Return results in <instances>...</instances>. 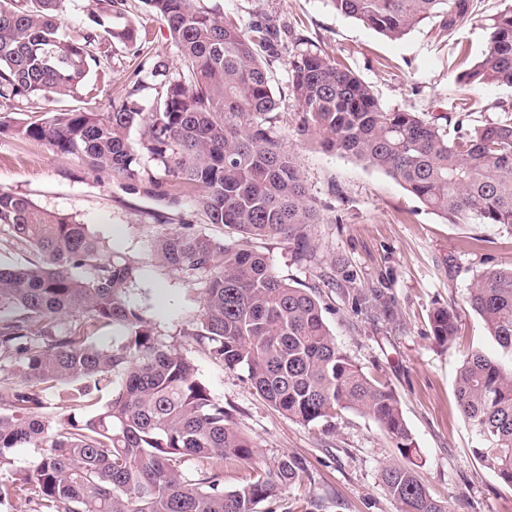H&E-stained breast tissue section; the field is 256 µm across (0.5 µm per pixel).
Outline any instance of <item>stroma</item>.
<instances>
[{
	"label": "stroma",
	"instance_id": "stroma-1",
	"mask_svg": "<svg viewBox=\"0 0 512 512\" xmlns=\"http://www.w3.org/2000/svg\"><path fill=\"white\" fill-rule=\"evenodd\" d=\"M147 36L136 49L116 47L91 64L86 82L97 104L125 95L141 82L149 98L151 71L164 62L170 77L182 69L166 28L129 0ZM218 13L245 28L272 23L280 30L268 57L278 102L274 126L292 152L320 213L310 228L315 252L296 262L287 241L251 240L280 277L318 299L340 350L365 373L396 392L417 448L421 481L452 512H512V487L481 465L472 450L475 433L456 401V375L474 350L496 355L468 303L477 276L512 266V227L450 224L427 210L393 177L348 156L324 152L317 140L299 135L298 103L290 89L293 35L315 50L350 66L388 108L423 118L447 114L471 127L499 119L512 104V87L491 84L471 90L458 74L482 58L494 16L505 0H474L473 18L457 31L441 30L427 19L399 39H388L337 12L330 0H207ZM0 190L30 198L40 208L86 224L104 254L121 253L137 268L132 302L193 364L211 397L223 404L231 424L256 445L263 465L282 455L302 458L309 476L284 487L259 512H398L380 480L381 469L398 458L394 440L372 417L339 412L330 425L304 426L271 407L250 386L243 371L226 369L183 333L198 315L207 280L159 262L154 242L189 227L217 242L238 241V233L210 223L198 206V187L143 162L140 178L90 170L73 154L55 152L44 142L0 133ZM480 239L472 247V239ZM385 288L395 304L390 315L357 310L348 287ZM453 308L459 334L439 346L429 313Z\"/></svg>",
	"mask_w": 512,
	"mask_h": 512
}]
</instances>
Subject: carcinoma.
I'll return each instance as SVG.
<instances>
[{
    "mask_svg": "<svg viewBox=\"0 0 512 512\" xmlns=\"http://www.w3.org/2000/svg\"><path fill=\"white\" fill-rule=\"evenodd\" d=\"M64 2L0 0V99L17 111L34 100L82 98L89 63L140 39L128 0H91L79 38L63 33ZM141 2L177 47L179 77L163 79L154 70V96L146 102L137 84L101 108L1 120L0 131L131 180L146 155L201 189L198 202L210 223L232 227L245 241L282 238L295 261L311 259L307 228L319 214L273 129L278 103L257 51L272 48L271 27L244 29L200 0ZM331 3L390 39L430 17L455 31L474 10V0ZM295 43L290 88L301 133L320 137L329 153L386 172L450 224L512 227V107L500 106L504 117L495 122L456 127L450 139L435 120L384 107L350 67L309 48L304 37ZM458 80L472 89L512 86L511 5L493 18L482 59ZM135 125L142 128L137 142L129 139ZM0 225L33 256L0 267V506L24 497L31 512H259L281 487L303 480L305 463L284 455L258 468L253 481L224 487V466L253 462L256 445L229 423L190 361L166 348L131 304L136 267L125 256L103 258L87 225L2 190ZM155 257L207 277L199 314L183 335L225 368L245 371L256 392L295 422L327 424L345 409L371 416L401 456L380 472L400 512H450L418 477L417 448L395 392L340 351L315 297L239 244L175 231L157 241ZM360 301L376 315L393 305L383 288ZM468 302L502 358L466 356L457 404L479 439L474 457L512 486V267L484 272ZM430 323L440 345L458 334L448 307L434 308ZM111 326L124 331L120 346L90 343ZM58 384L71 386L72 412L56 429L38 410ZM93 406L89 416L76 414ZM17 448L39 449L38 463L11 469Z\"/></svg>",
    "mask_w": 512,
    "mask_h": 512,
    "instance_id": "obj_1",
    "label": "carcinoma"
}]
</instances>
